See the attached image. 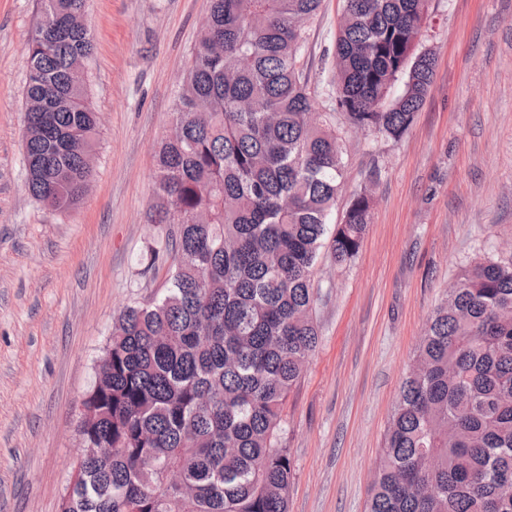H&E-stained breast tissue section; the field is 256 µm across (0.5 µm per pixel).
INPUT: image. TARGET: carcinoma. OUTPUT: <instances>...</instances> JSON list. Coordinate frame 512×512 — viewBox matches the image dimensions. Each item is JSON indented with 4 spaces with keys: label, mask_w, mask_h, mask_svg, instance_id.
<instances>
[{
    "label": "carcinoma",
    "mask_w": 512,
    "mask_h": 512,
    "mask_svg": "<svg viewBox=\"0 0 512 512\" xmlns=\"http://www.w3.org/2000/svg\"><path fill=\"white\" fill-rule=\"evenodd\" d=\"M322 0H209L157 157L153 223L171 226L169 287L112 328L60 512H288L283 411L317 344L313 268L325 240L357 255L373 197L330 223L346 146L336 119L398 143L431 85L416 52L430 0H343L333 112L303 76ZM28 39L26 189L77 204L98 116L72 78L94 42L85 0H40ZM405 77L396 97L391 88ZM178 469L186 490L163 473ZM367 512H512V261L464 270L428 318L400 387Z\"/></svg>",
    "instance_id": "obj_1"
}]
</instances>
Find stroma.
<instances>
[{
  "label": "stroma",
  "instance_id": "1",
  "mask_svg": "<svg viewBox=\"0 0 512 512\" xmlns=\"http://www.w3.org/2000/svg\"><path fill=\"white\" fill-rule=\"evenodd\" d=\"M208 0H86L85 60L99 114L93 175L60 212L25 190L26 42L39 0H0V512H59L82 443V400L112 325L168 286L148 263L155 151ZM342 0L306 27L314 108H334L330 52ZM420 49L429 93L400 143L344 128L347 168L331 216L373 189L372 220L345 265L313 271L319 342L292 389L281 441L294 466L289 512H366L401 383L425 324L460 270L512 259V0H432Z\"/></svg>",
  "mask_w": 512,
  "mask_h": 512
}]
</instances>
